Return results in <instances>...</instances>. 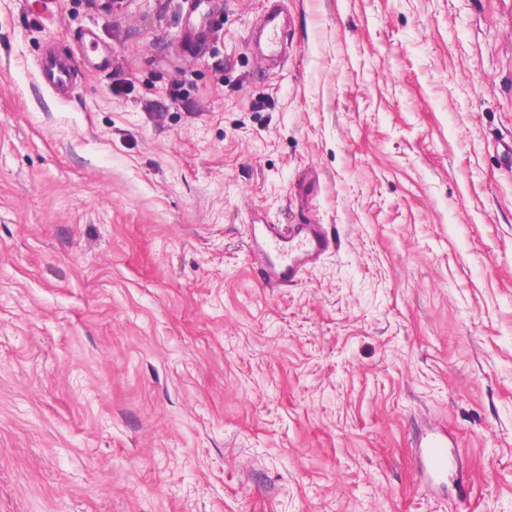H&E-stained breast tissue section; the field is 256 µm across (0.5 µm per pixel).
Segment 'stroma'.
<instances>
[{
  "mask_svg": "<svg viewBox=\"0 0 512 512\" xmlns=\"http://www.w3.org/2000/svg\"><path fill=\"white\" fill-rule=\"evenodd\" d=\"M511 142L512 0H0V512H512ZM71 65L54 53H49L42 65L43 79L59 90L70 88ZM261 235L252 230L250 256L263 261V284L285 288L308 267L309 261L329 251L333 240L319 224H264ZM277 260L273 262L272 256ZM417 464L432 479L444 483L453 459V450L448 448V432H435L420 439Z\"/></svg>",
  "mask_w": 512,
  "mask_h": 512,
  "instance_id": "1",
  "label": "stroma"
}]
</instances>
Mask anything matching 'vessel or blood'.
<instances>
[{
    "label": "vessel or blood",
    "mask_w": 512,
    "mask_h": 512,
    "mask_svg": "<svg viewBox=\"0 0 512 512\" xmlns=\"http://www.w3.org/2000/svg\"><path fill=\"white\" fill-rule=\"evenodd\" d=\"M43 79L53 87H70L71 66L55 54H48L42 65ZM333 240L318 224H269L262 234L251 235V257L263 262V281L269 288H285L308 266L311 259L329 251ZM417 464L436 480H445L452 465L453 451L447 432L422 438Z\"/></svg>",
    "instance_id": "obj_1"
}]
</instances>
